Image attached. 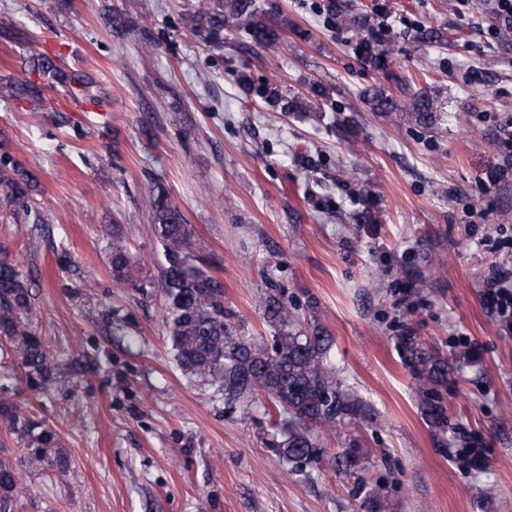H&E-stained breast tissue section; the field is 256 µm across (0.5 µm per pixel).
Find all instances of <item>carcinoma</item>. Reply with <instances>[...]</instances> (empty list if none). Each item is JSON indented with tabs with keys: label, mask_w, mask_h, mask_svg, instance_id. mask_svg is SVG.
Segmentation results:
<instances>
[{
	"label": "carcinoma",
	"mask_w": 512,
	"mask_h": 512,
	"mask_svg": "<svg viewBox=\"0 0 512 512\" xmlns=\"http://www.w3.org/2000/svg\"><path fill=\"white\" fill-rule=\"evenodd\" d=\"M235 18L245 25L253 41L264 47L276 41L273 30L256 20L255 0H204L193 18L194 31L211 44H219L224 23ZM56 50H47L27 61L25 77L0 86V97L30 104L43 98L40 79L48 86L86 90L94 78L83 71L70 70L61 63ZM373 109L394 112L398 100L378 89L367 95ZM418 120L424 122L434 112V100L418 94L412 103ZM38 183L9 152H0V214L23 210L31 212V195ZM153 230L162 244L166 266L161 273L165 297L163 320L178 365L187 373L215 384L229 402L251 401L263 393L285 417L288 434L273 450L297 466L319 462L324 449L318 447L315 429L332 428L342 422L367 421L369 407L343 386L328 362L333 337L314 330L312 334L293 331L295 313L276 290L263 298L264 318L275 329L271 342L255 343L236 334L231 314L224 308V285L192 263L186 219L173 203L164 185L157 183L146 199ZM109 240L113 276L131 278L137 261L122 237L109 228L102 229ZM34 296L28 280L18 266L0 261V335L12 344L20 368L29 383L40 391L51 387L58 374V362L42 340L32 332L37 317ZM409 354L417 393L427 419L441 427L447 422V409L437 387L448 377V359L426 351L412 334L401 337ZM0 412L9 418L10 431L24 442L29 465L51 461L69 468V460L59 448V435L44 420L17 412L0 400ZM368 450L352 445L329 457L332 469L354 479L357 494L367 512H388V498L382 486L368 487L361 462ZM17 488L15 470L0 463V509H7Z\"/></svg>",
	"instance_id": "1"
}]
</instances>
